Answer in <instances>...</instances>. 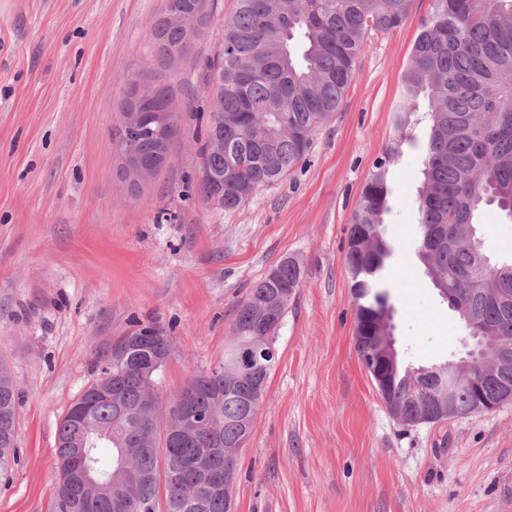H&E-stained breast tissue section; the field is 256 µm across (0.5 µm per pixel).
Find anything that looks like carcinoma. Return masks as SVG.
<instances>
[{
  "label": "carcinoma",
  "instance_id": "cac0c4a2",
  "mask_svg": "<svg viewBox=\"0 0 512 512\" xmlns=\"http://www.w3.org/2000/svg\"><path fill=\"white\" fill-rule=\"evenodd\" d=\"M411 0H237L224 20V42L209 65L214 106L200 153V190L236 210L261 186L286 176L307 155L316 130L338 111L356 58L369 32L388 33L408 18ZM167 54L188 52L181 28L166 35ZM429 101L421 120L429 128L423 158L424 183L416 200V255L443 300L453 298L467 317V332L512 342V259L491 260L481 235L485 209L494 206L512 220V0H431L401 76L395 123L405 131L418 98ZM169 96L156 89L138 103L136 126L112 133L117 150L132 143L131 157L159 169L178 134L175 120L154 134ZM224 148H215L216 142ZM399 153L389 146L373 165L348 229L345 261L355 306L356 351L365 368L391 332L388 293L379 280L392 249L383 228L389 211L390 169ZM302 271L293 258L280 260L237 304L224 357L190 378L197 387L192 405L170 402V419L159 430L142 415L140 358L130 352L126 370L112 378L110 400L94 396L101 378L77 398L88 404L82 425L85 457L74 458L76 430L71 413L58 427L59 512H227L224 495L211 487L224 482V451L249 439L264 392H248L249 380L228 383L244 349L259 338L272 340L279 325L263 314L270 299L280 316L300 288ZM376 389L389 413L405 425L453 402L462 416L490 412L484 401L512 394V361L471 389L448 374V363L402 366L395 359ZM16 388L0 370V479L17 462ZM181 430L173 455L166 436ZM112 460L103 459V444ZM90 467L112 496L91 489L79 499L69 490L71 469Z\"/></svg>",
  "mask_w": 512,
  "mask_h": 512
}]
</instances>
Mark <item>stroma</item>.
Here are the masks:
<instances>
[{
    "instance_id": "stroma-1",
    "label": "stroma",
    "mask_w": 512,
    "mask_h": 512,
    "mask_svg": "<svg viewBox=\"0 0 512 512\" xmlns=\"http://www.w3.org/2000/svg\"><path fill=\"white\" fill-rule=\"evenodd\" d=\"M237 0L171 61L152 37L161 0H0V365L19 392L18 461L0 512H58V424L135 324L172 341L156 381L159 421L218 363L236 304L286 257L301 265L251 436L234 512H512V403L408 426L382 402L354 345L345 265L350 218L393 142L381 283L404 362L462 355L467 335L415 253L426 124L399 138L394 111L419 22L369 33L343 102L304 161L225 212L199 189L211 110L208 64ZM167 87L179 133L131 186L113 144L131 88Z\"/></svg>"
}]
</instances>
